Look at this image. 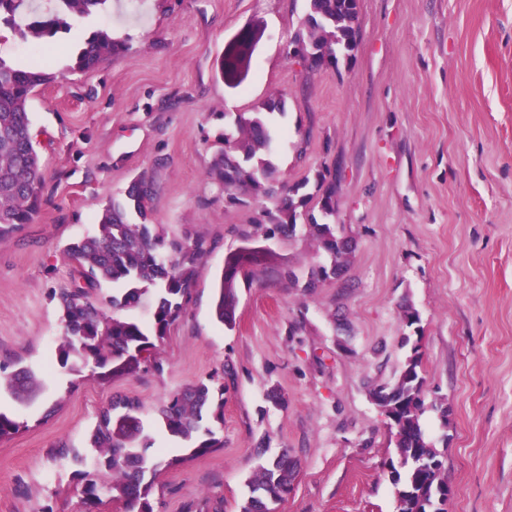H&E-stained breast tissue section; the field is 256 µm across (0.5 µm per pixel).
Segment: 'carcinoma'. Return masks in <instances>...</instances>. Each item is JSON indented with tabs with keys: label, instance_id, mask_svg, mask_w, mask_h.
<instances>
[{
	"label": "carcinoma",
	"instance_id": "carcinoma-1",
	"mask_svg": "<svg viewBox=\"0 0 512 512\" xmlns=\"http://www.w3.org/2000/svg\"><path fill=\"white\" fill-rule=\"evenodd\" d=\"M48 11L34 7L32 0H0V24L24 42L45 50L61 32L71 29L73 15L86 16L102 9L108 0H49ZM355 0H307L302 34L311 70L337 68L352 57L357 46L358 13ZM126 50L106 30L92 33L72 56L69 70L86 72ZM56 75L39 63L18 66L0 56V239L9 238L32 223L38 213L42 185L41 157L33 136L28 102L35 90ZM281 99L258 103L253 111L235 119V132L224 136L225 148L215 157L209 177L224 189V202L244 205L252 199L272 215L274 223L260 224L265 232L295 234L305 221L309 234L326 255V264L311 272L306 284L320 283L341 275L355 246L337 234L336 179L327 168L315 175V192L307 193L304 179L292 186L264 181L272 173L268 155L274 134L268 115L282 109ZM152 187L133 180L123 197L108 201L97 215L96 231L70 244L65 254L73 262V285L52 294L61 313L63 335L57 347L61 366L77 357L101 379L133 376L141 369L160 367L156 342L164 339L189 301L197 268L208 252L207 242L167 238L149 222ZM256 258L235 253L227 260L232 274L221 277L215 306L217 320L229 327L235 323L237 274ZM120 286L112 294L103 287ZM151 309V323L119 312L143 305ZM114 314H107V309ZM20 402L35 398L41 380L19 357L0 359V388ZM424 378L419 346L412 348L395 385L378 400L391 408L395 422L396 460L389 461L391 484L404 502L405 512H424L436 502L447 485L442 477L444 456L428 441L419 422L423 405ZM141 404L129 397H114L99 412L91 434L97 458L88 474L84 494L97 499L104 492L124 503L132 512H154L156 475L146 477L152 443L143 434ZM156 412L170 435L190 440L204 436L192 455L221 446L205 416L224 418V385L210 377L170 392ZM294 464L288 453L259 466L250 480V497L241 512H270L269 504L282 502L292 491Z\"/></svg>",
	"mask_w": 512,
	"mask_h": 512
}]
</instances>
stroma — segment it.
<instances>
[{"label": "stroma", "mask_w": 512, "mask_h": 512, "mask_svg": "<svg viewBox=\"0 0 512 512\" xmlns=\"http://www.w3.org/2000/svg\"><path fill=\"white\" fill-rule=\"evenodd\" d=\"M305 14L306 0H109L55 41L57 77L28 103L40 210L0 240V355L43 381L25 403L0 391V411L21 423L0 441V512H125L83 494L90 430L116 395L140 402L145 435L171 460L155 512H240L255 471L284 451L299 466L275 512H397L393 437L373 391L395 383L410 352L408 304L421 317L420 422L454 490L446 512H512V0H360L351 60L321 71L287 54ZM255 22L264 35L249 75L230 88L218 59ZM99 29L125 52L66 71ZM274 97L286 102L272 117L279 179L329 167L336 228L356 244L342 276L316 288L286 276L324 260L307 233L257 231L256 203L225 205L207 176L236 115ZM138 177L153 186L152 223L203 235L210 251L159 345L161 369L102 381L59 365L51 293L71 285L66 246ZM243 246L265 260L239 279L229 329L214 317L215 285ZM209 377L224 385L212 425L223 445L194 456L156 408ZM62 441L73 454H55Z\"/></svg>", "instance_id": "stroma-1"}]
</instances>
